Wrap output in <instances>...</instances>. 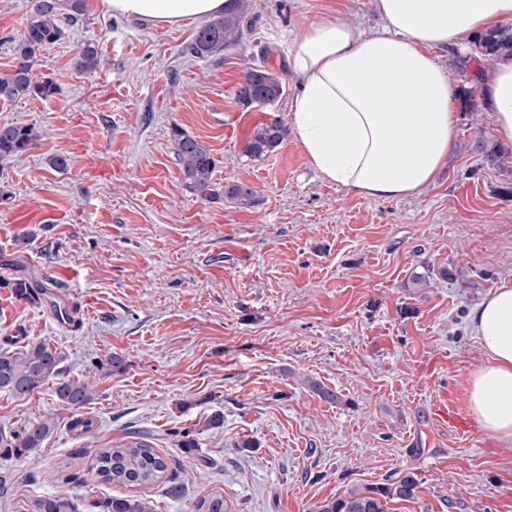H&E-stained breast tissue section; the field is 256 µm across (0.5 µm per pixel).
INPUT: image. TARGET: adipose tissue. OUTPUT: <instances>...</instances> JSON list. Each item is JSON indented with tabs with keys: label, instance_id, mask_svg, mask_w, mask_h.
Instances as JSON below:
<instances>
[{
	"label": "adipose tissue",
	"instance_id": "adipose-tissue-1",
	"mask_svg": "<svg viewBox=\"0 0 512 512\" xmlns=\"http://www.w3.org/2000/svg\"><path fill=\"white\" fill-rule=\"evenodd\" d=\"M113 14L175 26L222 13L226 0H103ZM379 29L324 14L288 51L297 91L288 122L309 165L360 195L395 199L433 182L448 162L455 95L430 50L461 46L512 19V0H375ZM497 139L512 145V55L490 73L483 96ZM471 332L487 359L469 378V408L512 446V283L471 307Z\"/></svg>",
	"mask_w": 512,
	"mask_h": 512
}]
</instances>
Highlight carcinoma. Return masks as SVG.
<instances>
[{
    "instance_id": "1",
    "label": "carcinoma",
    "mask_w": 512,
    "mask_h": 512,
    "mask_svg": "<svg viewBox=\"0 0 512 512\" xmlns=\"http://www.w3.org/2000/svg\"><path fill=\"white\" fill-rule=\"evenodd\" d=\"M67 13L61 14L60 8ZM84 0H33V12L22 34L14 41V69L0 75V99L17 100L30 97L48 98L56 93L52 80H34L32 67L37 51L58 40L63 34L62 20L73 22L84 12ZM250 9L249 0H229L224 12L204 21L198 28L188 51L196 57L218 56L224 50L240 44ZM483 55L495 57L512 53V27L493 30L478 40ZM98 49L88 43L73 59V68L79 73H92L99 68ZM243 84L250 98H237L239 104L252 106L251 97L262 96L272 102L283 93L281 80L273 73L252 69L246 73ZM34 128L13 124L0 125V161L10 160L29 149L35 139ZM287 137L281 123L268 122L256 128L244 147L251 157L260 158L274 151ZM182 180L193 193L206 198L223 197L235 204L250 206L255 203V190L243 183H229L220 190L214 180L217 160L211 150L178 127L172 128ZM19 300L39 303L46 287L24 278L5 282ZM63 357L43 343L27 344L18 351H0V391L15 397H25L51 382L61 405L78 410L94 400V390L85 381L63 376L60 364ZM57 421L46 417L28 423L17 431L0 434V456L23 457L41 448L54 433ZM178 445L191 455L198 449L196 429L175 432ZM170 460L148 441V435L132 433L127 439L107 446L98 452L89 465L94 481L119 486L152 485L170 469ZM419 481L408 472L399 480L381 487L351 492L346 496L323 501L312 512H386L384 502L389 499L408 501L415 498ZM102 512H154L146 499L110 497L98 502ZM33 512H78L77 504L64 496L44 497L35 502ZM188 512H224V497L213 493H198L188 502Z\"/></svg>"
}]
</instances>
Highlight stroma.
I'll list each match as a JSON object with an SVG mask.
<instances>
[{
  "label": "stroma",
  "instance_id": "stroma-1",
  "mask_svg": "<svg viewBox=\"0 0 512 512\" xmlns=\"http://www.w3.org/2000/svg\"><path fill=\"white\" fill-rule=\"evenodd\" d=\"M31 5L0 0V73L13 69ZM328 11L363 31L382 24L374 0H251L241 44L198 58L187 50L198 21L160 26L86 0L35 58L34 78L57 92L0 101V124L37 134L0 169V349L45 343L65 377L95 391L76 412L49 385L0 392V433L58 418L36 453L0 457V512H32L51 495L79 512L112 496L186 512L162 485L88 474L98 449L131 432L151 434L189 494L223 495L226 512H312L408 472L415 499L387 501V512H512V450L485 431L455 443L427 413L443 385L465 390L486 359L470 308L512 281V147L481 105L494 63L474 46L433 49L459 94L448 164L416 195L365 197L325 181L294 137L261 158L243 152L257 124L287 121L290 40ZM87 43L101 58L91 74L72 66ZM263 67L284 92L243 108L235 90ZM176 127L211 149L217 183L251 185L255 204L190 192ZM59 155L66 170L53 166ZM13 278L47 286L71 320L17 299L3 286ZM115 354L122 370L107 366ZM216 412L223 426L205 428ZM79 417L91 431L72 429ZM184 428L198 429L213 468L178 448Z\"/></svg>",
  "mask_w": 512,
  "mask_h": 512
}]
</instances>
